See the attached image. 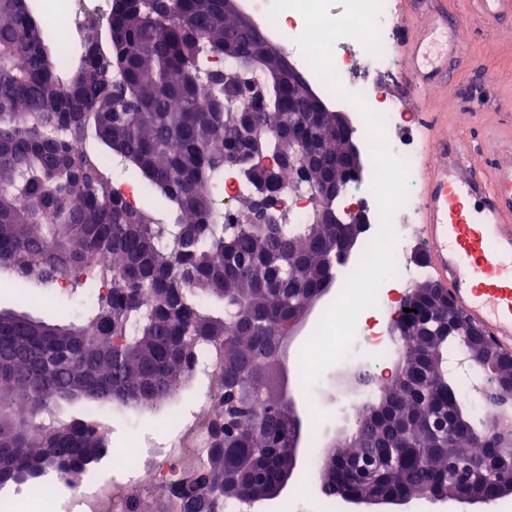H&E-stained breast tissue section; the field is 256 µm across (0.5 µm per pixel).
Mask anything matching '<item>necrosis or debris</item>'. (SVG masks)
Instances as JSON below:
<instances>
[{"instance_id": "4bbe7bcc", "label": "necrosis or debris", "mask_w": 512, "mask_h": 512, "mask_svg": "<svg viewBox=\"0 0 512 512\" xmlns=\"http://www.w3.org/2000/svg\"><path fill=\"white\" fill-rule=\"evenodd\" d=\"M44 6L52 14L59 33L72 40L79 37L88 24L105 19L111 12L112 0H44ZM246 6L278 38L285 55L292 58L302 72L311 73L312 68L296 42L304 29L301 14L293 9L272 14V0H247ZM397 13L396 0H383L376 51L366 50L355 39L343 38L335 43L332 59L343 89L362 95L367 105L382 117L387 143L406 165V196L393 218L398 244L396 274L391 279L392 284L405 288L426 277L427 271L412 260L420 245L415 220L421 195L413 173L422 145L404 134L414 123V114L406 112L400 100L387 92L388 83L399 78L394 55ZM374 173V168H367L358 182L348 186L341 199L343 207H358L369 219L362 234L361 246L365 249L369 248L380 226L377 203L371 192ZM283 180L285 186L279 194L282 214L288 223H307L311 213L310 189L295 175H284ZM388 300V288L380 287L375 304L364 311L366 321L357 327L347 357L348 362L358 363L361 348H372L369 360L358 364L360 372L366 375L362 386L366 392L382 389L392 381L388 366L396 343L390 338L389 320L385 316ZM222 374L223 365L214 354L198 358L193 378L200 382L202 390L195 401V410L188 417L172 413L171 433L159 450L137 453L129 462L109 464L89 479H67L61 475L46 478L34 493L10 497L0 507L5 512H23L24 505L32 499L38 512H58L59 489L65 484L69 487L73 512H135L142 495L162 497L167 512H180L181 501L174 494L175 483L183 473L199 466L206 456L211 422L222 409Z\"/></svg>"}]
</instances>
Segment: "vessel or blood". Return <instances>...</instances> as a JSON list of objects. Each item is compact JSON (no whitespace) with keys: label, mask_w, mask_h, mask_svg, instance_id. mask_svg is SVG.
I'll return each mask as SVG.
<instances>
[{"label":"vessel or blood","mask_w":512,"mask_h":512,"mask_svg":"<svg viewBox=\"0 0 512 512\" xmlns=\"http://www.w3.org/2000/svg\"><path fill=\"white\" fill-rule=\"evenodd\" d=\"M429 0H400L399 27L412 36L400 46L404 90L427 93L447 81L458 59L459 23ZM488 33L512 22V0H465ZM425 113L426 141L436 158L422 175L420 233L436 283L499 350L512 351V131L491 147L437 138Z\"/></svg>","instance_id":"vessel-or-blood-1"}]
</instances>
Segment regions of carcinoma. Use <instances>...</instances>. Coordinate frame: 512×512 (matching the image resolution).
<instances>
[{"label":"carcinoma","mask_w":512,"mask_h":512,"mask_svg":"<svg viewBox=\"0 0 512 512\" xmlns=\"http://www.w3.org/2000/svg\"><path fill=\"white\" fill-rule=\"evenodd\" d=\"M65 79L30 0H0V271L46 288L61 274L90 298L78 315L47 322L0 310V487L42 474L78 477L106 456L108 433L92 421L110 408L128 419L180 400L201 349H219L222 415L207 464L176 483L183 512H220L255 501L296 474L289 451L302 422L282 388V350L302 313L335 281L339 224L267 217L281 180L261 186L241 144L235 104L251 95L279 119L288 96L280 45L263 46L237 25L225 0H115ZM239 57V81L214 80L207 56ZM270 73L254 89L253 66ZM207 91V108L198 107ZM320 143L311 186L336 182L332 116L312 129ZM133 169L166 211L130 206L104 159ZM234 168L253 185L255 217L224 221L208 188ZM413 321L398 336L392 383L362 404L354 429L316 465L324 496L376 488L403 499L452 498L462 486L487 497L512 479V404L494 387L481 418L448 375V352L512 377L462 314L445 313L432 281L414 285ZM84 419L46 425L60 403ZM457 435L448 437L447 428ZM482 442L477 455L473 445Z\"/></svg>","instance_id":"obj_1"}]
</instances>
